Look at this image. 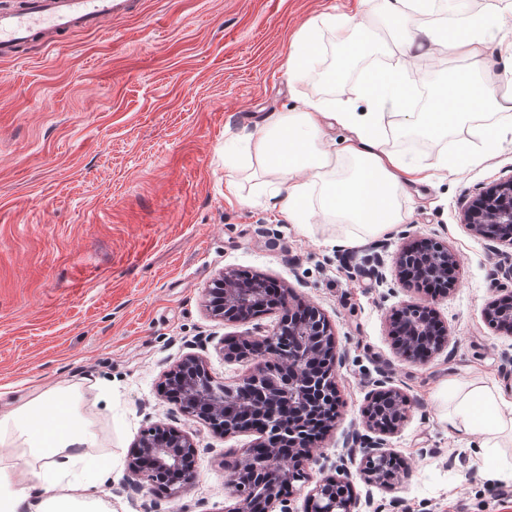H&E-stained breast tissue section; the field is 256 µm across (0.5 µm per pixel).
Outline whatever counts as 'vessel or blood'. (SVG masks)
<instances>
[{"mask_svg": "<svg viewBox=\"0 0 512 512\" xmlns=\"http://www.w3.org/2000/svg\"><path fill=\"white\" fill-rule=\"evenodd\" d=\"M130 0H28L20 11L0 10V61L17 57L23 42L39 36L53 40L66 33L99 29L125 13Z\"/></svg>", "mask_w": 512, "mask_h": 512, "instance_id": "1", "label": "vessel or blood"}]
</instances>
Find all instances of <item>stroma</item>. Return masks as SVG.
Returning a JSON list of instances; mask_svg holds the SVG:
<instances>
[{
	"label": "stroma",
	"mask_w": 512,
	"mask_h": 512,
	"mask_svg": "<svg viewBox=\"0 0 512 512\" xmlns=\"http://www.w3.org/2000/svg\"><path fill=\"white\" fill-rule=\"evenodd\" d=\"M355 3L137 0L99 30L0 61V394L82 383L79 412L97 434L89 454L110 467L115 512H231L238 500L226 465L255 434L217 433L159 390L189 354L219 382L254 371V360L225 356L222 342L268 335L282 311L212 317L204 289L227 269L276 279L291 304L317 306L333 328L341 414L317 445V477L348 474L356 496L382 512H512V478L474 467L475 444L442 423L431 396L447 378L478 385L490 376L512 389V337L484 317L512 290L495 272L512 247L490 250L460 213L463 200L512 176V145L448 181L410 187L406 223L352 248L332 245L348 234L344 224L316 217L296 233L256 202L258 179L224 167L225 142L252 132L262 113L354 98L313 72L289 84L286 61L309 19ZM231 177L242 195L233 203L224 197ZM420 238L457 253L455 290L431 296L399 280L393 258ZM373 255L386 262L385 283L358 270ZM406 304L430 306L448 332L447 348L424 364L400 357L389 335L391 312ZM383 376L409 399L386 441L411 469L386 486L368 483L362 452L344 444L363 431ZM155 424L196 448V481L181 496L131 487L129 452ZM452 455L462 462L450 468Z\"/></svg>",
	"instance_id": "35a3bbf8"
}]
</instances>
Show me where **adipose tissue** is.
<instances>
[{
    "instance_id": "adipose-tissue-1",
    "label": "adipose tissue",
    "mask_w": 512,
    "mask_h": 512,
    "mask_svg": "<svg viewBox=\"0 0 512 512\" xmlns=\"http://www.w3.org/2000/svg\"><path fill=\"white\" fill-rule=\"evenodd\" d=\"M429 2L358 0L354 13L314 18L289 46V83L298 84L320 64V31L332 32L337 47L356 59L370 54L381 19L395 28L399 64L367 72L377 93L360 95L364 111L308 100L297 112L266 113L244 149L225 152V167L260 165L265 204L297 230L318 215L350 226L347 247L388 234L405 219L401 198L407 186L447 178L501 150L505 129H512V42L502 50V71L481 74L474 65L484 57L488 30L505 20L469 16L450 22L435 17ZM426 45L466 64L434 86L427 111L416 112L407 102V62ZM338 126L349 132L340 143L329 136ZM399 131L427 139L456 133L460 139L453 156L427 161L388 148ZM79 390L76 383L53 386L0 403V441L11 439L26 454L22 463H0V512H112L102 491L109 471L86 453L94 435L78 413ZM435 398L452 431L478 440L476 466L501 476L497 457L502 434L512 432V390L490 380L468 390L450 379Z\"/></svg>"
}]
</instances>
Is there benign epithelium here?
<instances>
[{
    "label": "benign epithelium",
    "mask_w": 512,
    "mask_h": 512,
    "mask_svg": "<svg viewBox=\"0 0 512 512\" xmlns=\"http://www.w3.org/2000/svg\"><path fill=\"white\" fill-rule=\"evenodd\" d=\"M462 213L475 235L512 246V179L482 191ZM457 263L456 253L434 240L408 243L396 256L400 277L428 288L446 283ZM274 287L263 277L243 282L235 271L226 269L205 289L207 309L221 320H246L267 304L284 310L283 320L270 335L231 344L232 350L257 361L253 373L235 384L218 383L202 358L188 355L164 375L165 392L184 413L199 415L226 435L255 429L261 435L227 466L228 483L238 495L234 512H270L276 503L282 505L280 512H290L280 488L313 481L308 464L316 446L315 438H296L291 428L314 417L323 400L338 396L336 341L329 321L313 306L292 309L288 290L280 289L274 296L270 294ZM485 317L511 336L512 295L490 302ZM389 335L402 356L419 362L448 344L434 313L419 305H406L393 314ZM375 386L374 413L365 419L367 433L355 432L347 443L353 448L362 445L370 482L391 485L410 476L407 466L401 471L390 468L391 453L384 439L406 418L408 400L385 379L375 381ZM194 455L188 436L153 426L131 448L129 466L139 480L167 482L177 497L195 481ZM347 489L344 480L315 482L304 512H377L370 498L361 500Z\"/></svg>",
    "instance_id": "obj_1"
}]
</instances>
